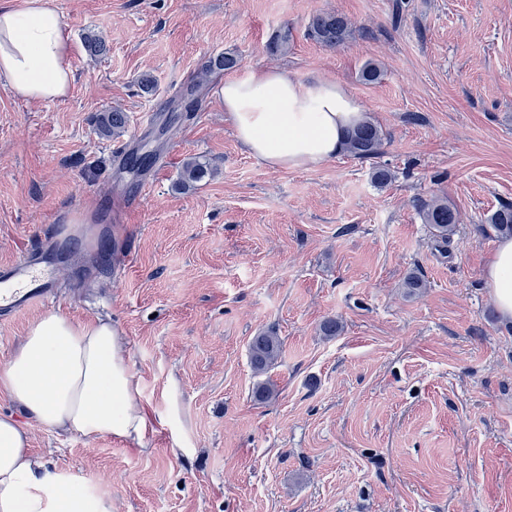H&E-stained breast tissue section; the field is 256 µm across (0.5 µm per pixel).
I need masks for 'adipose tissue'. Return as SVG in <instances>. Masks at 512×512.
Returning a JSON list of instances; mask_svg holds the SVG:
<instances>
[{
    "instance_id": "adipose-tissue-1",
    "label": "adipose tissue",
    "mask_w": 512,
    "mask_h": 512,
    "mask_svg": "<svg viewBox=\"0 0 512 512\" xmlns=\"http://www.w3.org/2000/svg\"><path fill=\"white\" fill-rule=\"evenodd\" d=\"M71 53L61 15L42 0L0 8V76L15 96L66 98L74 81ZM216 96L242 147L273 169L308 170L336 158L363 118L343 85L275 68L225 79ZM485 279L499 314L512 321V238L499 241ZM1 392L20 414L0 415V512H112L109 501L47 468L22 426L27 419L90 440L141 442L148 417L111 322L42 315L0 366Z\"/></svg>"
}]
</instances>
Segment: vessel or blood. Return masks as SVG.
I'll return each mask as SVG.
<instances>
[{
	"mask_svg": "<svg viewBox=\"0 0 512 512\" xmlns=\"http://www.w3.org/2000/svg\"><path fill=\"white\" fill-rule=\"evenodd\" d=\"M56 273L47 248L0 264V314L15 315L48 303L54 296Z\"/></svg>",
	"mask_w": 512,
	"mask_h": 512,
	"instance_id": "obj_1",
	"label": "vessel or blood"
}]
</instances>
